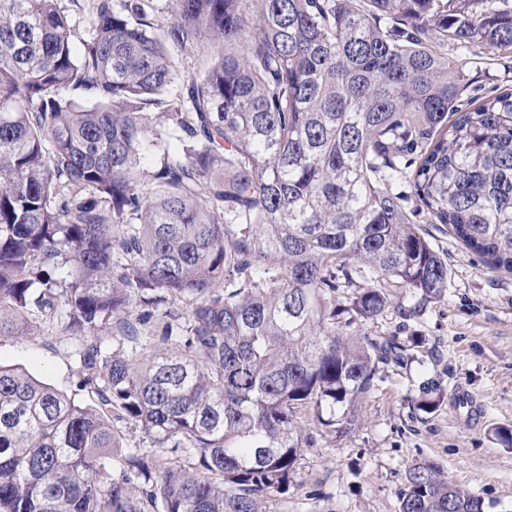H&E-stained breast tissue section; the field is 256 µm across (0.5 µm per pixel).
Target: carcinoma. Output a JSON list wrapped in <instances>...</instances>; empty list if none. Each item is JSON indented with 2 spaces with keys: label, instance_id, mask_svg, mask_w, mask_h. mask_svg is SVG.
Wrapping results in <instances>:
<instances>
[{
  "label": "carcinoma",
  "instance_id": "1",
  "mask_svg": "<svg viewBox=\"0 0 512 512\" xmlns=\"http://www.w3.org/2000/svg\"><path fill=\"white\" fill-rule=\"evenodd\" d=\"M62 2L0 0V335L77 337L78 393L0 365V512H260L313 445L299 414L346 432L404 359L351 321L448 287L418 218L512 274V87L464 97L452 56L511 57L512 7L70 0L77 40ZM177 300L182 323L125 347ZM128 424L186 464L124 449ZM397 512L484 502L425 460ZM188 309V304L185 303V302H182V301H177L175 303H167L163 306H160L158 309L154 308V309H151V308H139L137 310V314H140V313H143L145 310H149L153 313V318L151 319V326L153 325V331L155 332V334H158L160 333V330H161V327L163 325V323L165 321H167L168 319L166 317H164V313L165 312H172V313H175L176 314V317L175 318H178V316H181L183 315Z\"/></svg>",
  "mask_w": 512,
  "mask_h": 512
}]
</instances>
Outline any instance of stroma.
I'll return each instance as SVG.
<instances>
[{"mask_svg":"<svg viewBox=\"0 0 512 512\" xmlns=\"http://www.w3.org/2000/svg\"><path fill=\"white\" fill-rule=\"evenodd\" d=\"M421 229L448 263L443 295L407 319L401 311L416 300L400 289L377 322L354 326L408 343L409 360L380 368L348 432L319 436L313 414H301L316 443L304 449L294 486L264 499L262 512H396L408 468L423 460L440 463L450 481L480 496L485 512H512V447L495 437L497 428L512 429V276L490 271L447 227L425 223ZM76 345L59 329L0 336V364L73 394ZM430 385L441 404L426 411L420 403ZM458 388L476 398L477 417L450 408Z\"/></svg>","mask_w":512,"mask_h":512,"instance_id":"1","label":"stroma"}]
</instances>
